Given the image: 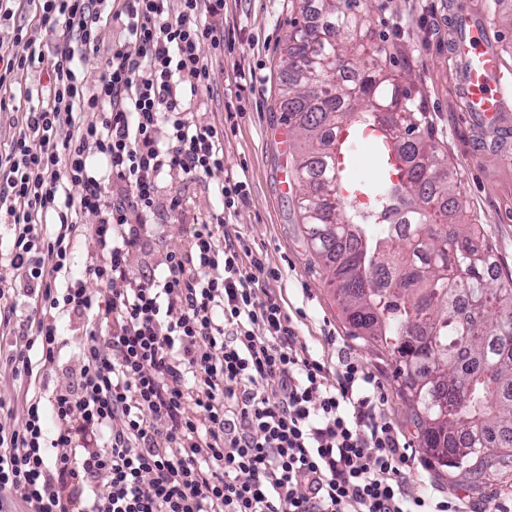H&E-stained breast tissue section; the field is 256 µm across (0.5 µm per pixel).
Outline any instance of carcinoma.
I'll return each mask as SVG.
<instances>
[{"label":"carcinoma","instance_id":"1","mask_svg":"<svg viewBox=\"0 0 512 512\" xmlns=\"http://www.w3.org/2000/svg\"><path fill=\"white\" fill-rule=\"evenodd\" d=\"M279 101L303 186L305 239L336 280L350 333L395 361L421 447L479 475L512 462V277L495 273L478 225L433 142L422 102L396 82L381 45L360 41L365 0H293ZM370 133L403 166L365 187L373 230L343 160L341 131Z\"/></svg>","mask_w":512,"mask_h":512}]
</instances>
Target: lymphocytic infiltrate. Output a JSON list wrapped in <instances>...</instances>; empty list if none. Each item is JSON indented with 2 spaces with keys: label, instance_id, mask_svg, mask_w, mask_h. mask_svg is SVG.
I'll return each mask as SVG.
<instances>
[{
  "label": "lymphocytic infiltrate",
  "instance_id": "lymphocytic-infiltrate-1",
  "mask_svg": "<svg viewBox=\"0 0 512 512\" xmlns=\"http://www.w3.org/2000/svg\"><path fill=\"white\" fill-rule=\"evenodd\" d=\"M179 3L29 0L43 38L0 43V113L15 129L0 151V266L17 275L1 311L27 333L6 361L31 380L56 363L63 318L90 323L77 386H42L20 425H0V512H464L409 492V447L376 418L379 386L352 360L333 373L313 358L264 288L269 267L225 232L247 183L223 176V125L185 103L211 86L201 46L226 43L224 0ZM115 23L124 36L88 83L79 64ZM29 69L48 85L13 90ZM173 175L218 179L223 206L162 277L141 279L129 256Z\"/></svg>",
  "mask_w": 512,
  "mask_h": 512
}]
</instances>
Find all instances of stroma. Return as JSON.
I'll return each instance as SVG.
<instances>
[{
    "instance_id": "stroma-1",
    "label": "stroma",
    "mask_w": 512,
    "mask_h": 512,
    "mask_svg": "<svg viewBox=\"0 0 512 512\" xmlns=\"http://www.w3.org/2000/svg\"><path fill=\"white\" fill-rule=\"evenodd\" d=\"M448 2L370 0V30L401 50L393 72L420 92L436 146L447 156L464 201V219L480 225L501 276L507 278L512 276V151L481 145L479 131L455 93L454 61L448 54ZM456 2L483 21L502 57L512 65V0ZM290 16L289 0H224V28L235 35L234 49L216 60L210 92L191 102V111L224 126L225 176L242 177L248 183L249 200L226 229L241 236L276 270V277L266 280L265 286L280 298L314 357L333 368L340 359L351 358L380 382L385 402L378 416L413 448L409 491L425 489L439 499L459 498L466 512H494L495 504L512 499V465L496 475L480 476L431 463L410 421V409L398 394L392 358L350 335L336 301V286L303 238L298 212L303 190L292 173L287 130L272 110L284 78L281 53ZM241 72L253 75L254 87L240 97L235 78ZM230 112L236 115L231 125L225 122ZM165 186L182 198L183 209L173 214L159 205L153 237L129 256L131 270L140 277L159 275L166 253L187 246L190 225L221 205L216 181L176 178L166 180ZM86 329L85 318L65 320L59 358L43 376L49 386L74 381ZM32 393V386L13 377L0 358V401L6 405L0 425H20L25 400Z\"/></svg>"
}]
</instances>
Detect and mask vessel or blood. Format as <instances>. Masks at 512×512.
Here are the masks:
<instances>
[{
	"mask_svg": "<svg viewBox=\"0 0 512 512\" xmlns=\"http://www.w3.org/2000/svg\"><path fill=\"white\" fill-rule=\"evenodd\" d=\"M452 27L450 54L457 64V92L466 112L495 132L512 129V67L469 15L454 13Z\"/></svg>",
	"mask_w": 512,
	"mask_h": 512,
	"instance_id": "1",
	"label": "vessel or blood"
}]
</instances>
